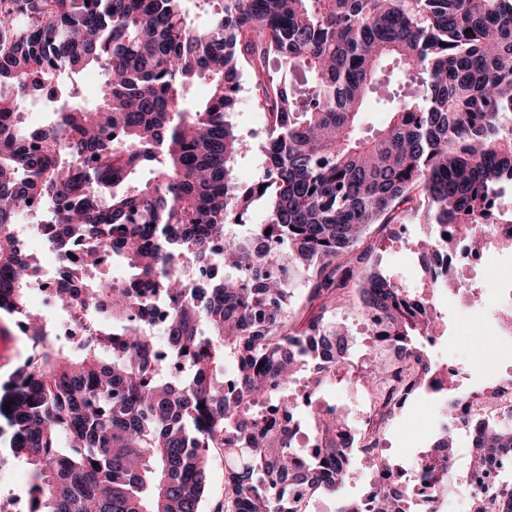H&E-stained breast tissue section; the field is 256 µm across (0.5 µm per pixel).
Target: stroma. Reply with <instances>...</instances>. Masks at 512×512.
<instances>
[{
  "label": "stroma",
  "mask_w": 512,
  "mask_h": 512,
  "mask_svg": "<svg viewBox=\"0 0 512 512\" xmlns=\"http://www.w3.org/2000/svg\"><path fill=\"white\" fill-rule=\"evenodd\" d=\"M256 98L257 91L250 79L241 77L237 104L230 120L238 134L253 144L252 151L239 156L233 165L232 175L241 185L252 184L265 172L262 151L266 138L265 118ZM403 222L408 231L398 240L388 239L379 228L369 230L368 236L374 245L369 264L397 284L423 295L427 292V285L418 261V244L430 235L431 226L427 215L422 212L405 213ZM511 268L512 261L507 256L487 259L476 276L483 293L480 302H473L455 290H439L434 294V304L442 317L443 334L429 346L428 352L435 360L460 369L464 392L479 390L512 376V361L503 362L492 372L488 369L485 355L474 354L471 349L474 336L488 337L492 334V305L499 298L497 285ZM437 432L433 401L424 395L412 397L383 430V454L398 469L411 472L416 459L432 444Z\"/></svg>",
  "instance_id": "obj_1"
}]
</instances>
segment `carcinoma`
Masks as SVG:
<instances>
[{
  "mask_svg": "<svg viewBox=\"0 0 512 512\" xmlns=\"http://www.w3.org/2000/svg\"><path fill=\"white\" fill-rule=\"evenodd\" d=\"M198 8L201 27L183 0H0V314L48 337L28 304L38 259L11 233L20 210L44 201L57 245H100L80 255L84 274L59 306L106 298L112 328L110 349L48 337L0 386L11 453L31 469L28 512H202L213 448L236 449L213 512H308L317 495L334 512H412L411 484L465 487L450 455L456 408L479 459L469 471L504 462L468 512H512V420L440 377L425 346L440 318L431 300L366 267L371 226L395 235L409 210L434 228L420 248L430 288L452 280L441 257L457 239L472 254L496 247L490 196L512 189V0ZM91 68L103 72L92 108L64 81ZM390 68L406 75L398 89L382 82ZM245 72L267 122L265 173L247 187L232 165L248 143L227 120ZM199 82L208 94L196 103ZM38 96L53 115L30 129ZM373 97L385 119L365 137ZM261 199L271 208L252 224ZM109 253L169 298L182 374L154 363L137 318L144 294L92 277ZM299 288L307 314L295 311ZM343 303L360 310L371 349L396 354L365 375L372 405L357 434L323 395L355 380L334 321ZM420 392L437 401L439 433L405 477L382 458L380 434ZM270 406L306 415L312 449ZM354 449L375 467L360 499L341 494Z\"/></svg>",
  "mask_w": 512,
  "mask_h": 512,
  "instance_id": "cac0c4a2",
  "label": "carcinoma"
}]
</instances>
